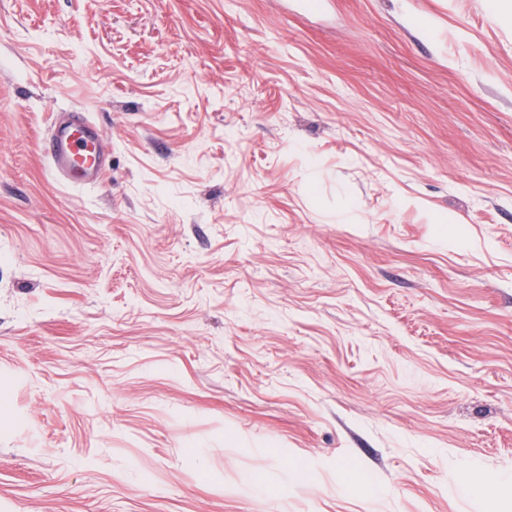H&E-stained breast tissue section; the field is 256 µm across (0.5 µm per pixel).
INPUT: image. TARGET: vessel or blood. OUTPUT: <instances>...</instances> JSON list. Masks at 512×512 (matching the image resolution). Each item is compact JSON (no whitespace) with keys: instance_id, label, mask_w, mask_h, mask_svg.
Listing matches in <instances>:
<instances>
[{"instance_id":"vessel-or-blood-1","label":"vessel or blood","mask_w":512,"mask_h":512,"mask_svg":"<svg viewBox=\"0 0 512 512\" xmlns=\"http://www.w3.org/2000/svg\"><path fill=\"white\" fill-rule=\"evenodd\" d=\"M45 151L55 175L70 184H94L104 168L94 125L81 110L54 119Z\"/></svg>"}]
</instances>
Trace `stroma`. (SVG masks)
Here are the masks:
<instances>
[{
	"label": "stroma",
	"mask_w": 512,
	"mask_h": 512,
	"mask_svg": "<svg viewBox=\"0 0 512 512\" xmlns=\"http://www.w3.org/2000/svg\"><path fill=\"white\" fill-rule=\"evenodd\" d=\"M0 512H512V0H0ZM96 140L97 133L86 112L57 116L45 145L55 175L70 184H95L104 168L103 154Z\"/></svg>",
	"instance_id": "35a3bbf8"
}]
</instances>
